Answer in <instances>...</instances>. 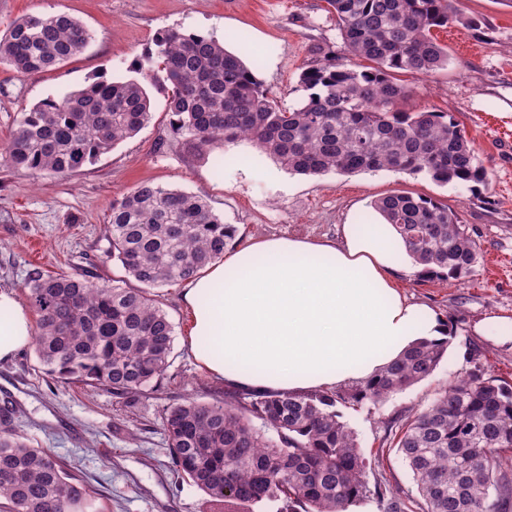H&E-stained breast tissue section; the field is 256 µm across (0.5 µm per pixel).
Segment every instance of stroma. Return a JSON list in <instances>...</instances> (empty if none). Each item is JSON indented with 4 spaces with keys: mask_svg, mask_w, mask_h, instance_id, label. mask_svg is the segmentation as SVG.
<instances>
[{
    "mask_svg": "<svg viewBox=\"0 0 512 512\" xmlns=\"http://www.w3.org/2000/svg\"><path fill=\"white\" fill-rule=\"evenodd\" d=\"M461 21L435 29L447 46L445 69L397 74L411 86L414 109L452 115L490 173L474 187L442 185L424 174L386 170L352 175L294 174L247 139L215 141L203 154L173 134L162 72L141 70L166 29L201 33L243 57L283 109L307 96L303 68L325 54L343 56L327 0H0V33L29 14H68L92 38L82 54L30 77L0 65V146L20 112L99 78L143 84L152 117L96 164L66 175L32 176L0 165V290L22 293L35 267L49 274L89 270L104 279L124 272L108 255L105 233L114 197L143 182L203 197L242 245L261 236L333 239L353 209L397 191L436 198L457 210L480 248L461 282L403 277L404 294L432 306L453 328L434 374L379 406H347L367 460L366 481L397 491L408 508L420 498L393 446L408 411L428 405L453 379L482 370L512 384V345L477 334L486 315L512 317V0H456ZM182 285L156 292L174 326L171 365L157 385L130 400L42 374L33 347L0 361V406L14 427L50 449L96 494L100 512H224L190 479L170 469L164 410L186 398L220 403L226 389L208 377L183 343Z\"/></svg>",
    "mask_w": 512,
    "mask_h": 512,
    "instance_id": "obj_1",
    "label": "stroma"
}]
</instances>
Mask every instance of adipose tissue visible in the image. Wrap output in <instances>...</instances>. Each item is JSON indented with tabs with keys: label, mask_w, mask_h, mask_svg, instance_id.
<instances>
[{
	"label": "adipose tissue",
	"mask_w": 512,
	"mask_h": 512,
	"mask_svg": "<svg viewBox=\"0 0 512 512\" xmlns=\"http://www.w3.org/2000/svg\"><path fill=\"white\" fill-rule=\"evenodd\" d=\"M395 225L379 211L350 217L335 240L263 237L226 255L181 294L199 367L244 391L303 395L363 382L448 324L407 300L416 274ZM33 337L28 311L0 290V360Z\"/></svg>",
	"instance_id": "ef3b65f1"
}]
</instances>
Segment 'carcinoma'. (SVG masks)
Returning <instances> with one entry per match:
<instances>
[{"mask_svg":"<svg viewBox=\"0 0 512 512\" xmlns=\"http://www.w3.org/2000/svg\"><path fill=\"white\" fill-rule=\"evenodd\" d=\"M345 61L316 60L301 73L307 98L279 108L240 56L219 41L167 29L146 56L171 85L173 130L193 151L251 140L288 171L355 174L387 169L448 184L489 181L463 127L446 112L412 110V90L394 72L448 67L433 30L460 20L454 0H327ZM90 34L66 14L14 20L0 36V63L29 77L81 53ZM373 63L360 68L358 61ZM151 119L137 80H97L20 113L0 163L33 174L69 175L95 163ZM374 206L397 226L428 280L458 281L479 250L448 204L407 192ZM109 256L139 284L126 288L88 272L30 271L26 299L37 315L33 346L46 373L67 383L137 397L170 367L174 327L152 290L194 278L224 258L236 228L201 197L141 183L112 200ZM448 343L418 341L376 377L344 391L235 393L222 405L185 400L162 418L173 471L224 512H348L373 494L385 512L403 502L365 481L366 459L340 406H378L428 378ZM0 408V507L4 512H94L84 482L37 448ZM421 512H509L512 508V385L483 372L440 389L409 412L396 442Z\"/></svg>","mask_w":512,"mask_h":512,"instance_id":"1","label":"carcinoma"}]
</instances>
